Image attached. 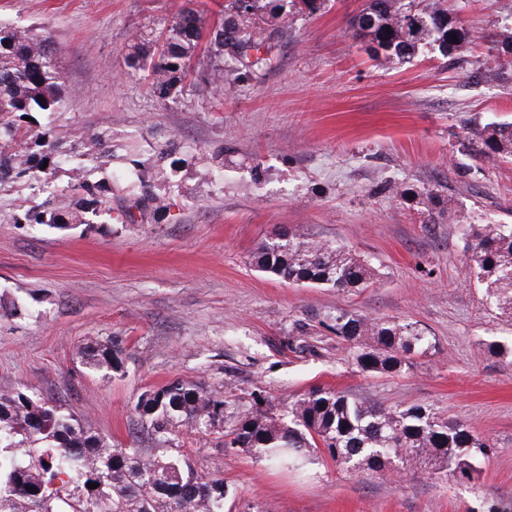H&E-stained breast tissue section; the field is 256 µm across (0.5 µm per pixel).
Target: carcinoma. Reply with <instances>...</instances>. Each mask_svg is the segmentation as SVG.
<instances>
[{
	"label": "carcinoma",
	"instance_id": "carcinoma-1",
	"mask_svg": "<svg viewBox=\"0 0 512 512\" xmlns=\"http://www.w3.org/2000/svg\"><path fill=\"white\" fill-rule=\"evenodd\" d=\"M228 17L208 27L190 7L180 8L165 32L149 45L129 46L132 66L144 70L159 98L183 92L218 91L239 76L268 66V36L257 28L262 0H226ZM445 0H368L356 36L377 45V58L405 62L424 47L448 55L470 37L461 21L448 20ZM206 45L210 66L193 58ZM59 48L32 27L0 23V187L29 190L23 205L0 197V223L48 225L69 230L80 224L135 223L139 212L170 207L166 162L175 153L167 140L144 160L147 179L133 207L112 216V191L121 175L91 183L84 161L112 166V121L90 131L59 123L73 89L58 67ZM234 65L224 67V55ZM30 120H25V117ZM477 152L512 156V125L479 129ZM47 168H42V165ZM66 184H57L58 176ZM252 263L285 282L341 291L367 287L371 264L345 245L307 233L284 232L259 245ZM467 263L484 285L487 303L512 318V225L472 224ZM320 324L344 343L364 372L395 374L430 347L425 331L396 320L369 319L344 309ZM96 371L122 370L119 344L87 354ZM286 413L234 415L224 396L198 381L173 379L142 393L135 407L151 448L112 444L57 405L24 392L0 394V512H224L220 472H198L177 442L183 429L214 432L226 448H241L258 460L301 470L328 455L339 466L382 475L413 461L447 470L458 480L479 477L478 461L490 440L460 419L443 418L421 404L386 407L332 388H315L284 404ZM98 487L90 489L88 483Z\"/></svg>",
	"mask_w": 512,
	"mask_h": 512
}]
</instances>
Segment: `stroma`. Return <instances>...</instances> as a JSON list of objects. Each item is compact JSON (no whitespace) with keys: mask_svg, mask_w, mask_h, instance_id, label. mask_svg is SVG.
<instances>
[{"mask_svg":"<svg viewBox=\"0 0 512 512\" xmlns=\"http://www.w3.org/2000/svg\"><path fill=\"white\" fill-rule=\"evenodd\" d=\"M220 21L224 0H0V20L35 24L61 49L75 95L61 120L90 128L120 117L113 149L156 140L183 146L172 207L132 224L63 232L0 223V393L35 390L115 444L147 447L140 395L173 378L204 382L239 412L280 413L309 389L332 387L391 407L427 406L469 424L492 447L479 478L410 468L382 476L330 459L275 467L183 430L198 471L220 470L224 512H512V361L485 341H512L466 264L470 225H512V159L486 158L472 128L512 123V55H493L512 29V0H448L471 31L453 58H372L353 36L363 0H288L264 13L269 66L249 78L162 100L130 67L134 38L156 40L183 4ZM495 57L494 69L484 62ZM223 155L205 169L192 151ZM425 193L455 222L421 215ZM334 239L376 271L342 292L286 283L251 256L281 229ZM412 323L432 346L397 374L362 371L322 327L336 309ZM118 342L124 366L102 377L94 346Z\"/></svg>","mask_w":512,"mask_h":512,"instance_id":"1","label":"stroma"}]
</instances>
